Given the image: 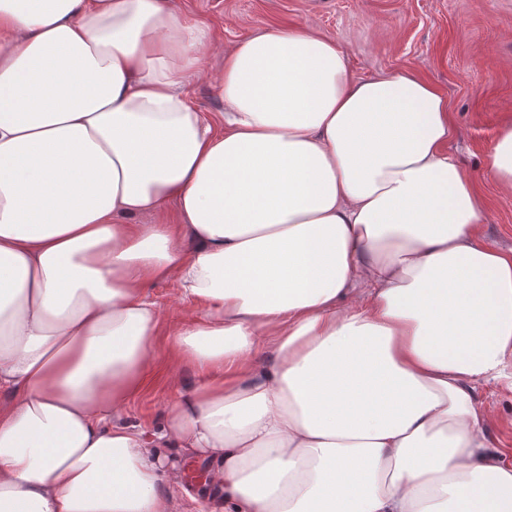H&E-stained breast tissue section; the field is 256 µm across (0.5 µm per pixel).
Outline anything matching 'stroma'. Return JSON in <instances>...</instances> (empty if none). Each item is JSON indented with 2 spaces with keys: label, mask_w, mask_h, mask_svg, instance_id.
Segmentation results:
<instances>
[{
  "label": "stroma",
  "mask_w": 512,
  "mask_h": 512,
  "mask_svg": "<svg viewBox=\"0 0 512 512\" xmlns=\"http://www.w3.org/2000/svg\"><path fill=\"white\" fill-rule=\"evenodd\" d=\"M192 22L208 27L217 49L205 53L188 86L204 112L223 111L213 86L224 67L225 50L272 29H311L345 53L355 77L411 71L448 99L456 134L450 152L471 175L485 206V242L512 249V192L484 174L483 162L499 134L512 128V0H172ZM169 325L156 341L146 383L130 401L132 423L146 430L162 424L177 392L198 382L184 368L178 387L167 371L169 337L180 320L198 308L179 298L175 281L149 286ZM486 411L485 433L493 448L507 450L512 462V391L493 383L476 385Z\"/></svg>",
  "instance_id": "35a3bbf8"
}]
</instances>
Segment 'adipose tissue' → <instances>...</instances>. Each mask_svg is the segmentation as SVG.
Listing matches in <instances>:
<instances>
[{"instance_id":"adipose-tissue-1","label":"adipose tissue","mask_w":512,"mask_h":512,"mask_svg":"<svg viewBox=\"0 0 512 512\" xmlns=\"http://www.w3.org/2000/svg\"><path fill=\"white\" fill-rule=\"evenodd\" d=\"M170 0H0V512H171L169 450L229 512H512L480 381L512 389V250L448 100L313 30L234 46ZM512 189V129L484 159ZM176 202L174 224H145ZM174 280L155 431L131 424ZM223 68V54L207 52L202 56L198 74L188 86L193 102L202 112H223L224 110V104L213 87L214 76ZM152 298L158 302L168 317L169 323L157 336L155 355L146 372V383L130 401L129 415L133 424L151 432L162 424L167 407L177 394V389L186 392L198 383V376L191 367H185L179 386L173 389L167 371L171 365L172 352L169 336L177 323L194 317L198 308L190 301L179 300V286L173 280L157 281L147 286Z\"/></svg>"}]
</instances>
